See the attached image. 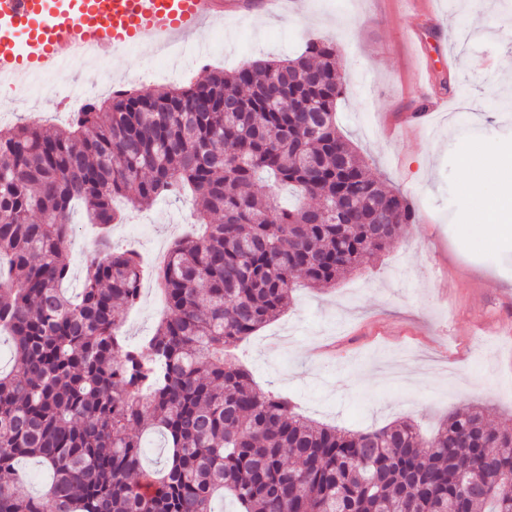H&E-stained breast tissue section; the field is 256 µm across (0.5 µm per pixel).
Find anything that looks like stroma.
<instances>
[{
  "mask_svg": "<svg viewBox=\"0 0 512 512\" xmlns=\"http://www.w3.org/2000/svg\"><path fill=\"white\" fill-rule=\"evenodd\" d=\"M207 26L208 53L191 40L105 56L101 68L68 67L54 92L0 82V125L35 118L67 122L84 93L123 87L143 95L231 71L256 57L292 58L307 40L333 38L344 94L336 125L373 175L415 210L393 248L331 288L296 289L288 309L234 352L264 389L283 392L304 416L350 431L414 419L431 434L451 410L480 406L489 423L512 418V335L486 336L478 321L512 324V250L481 242L459 217L478 203L462 179L465 147L512 151V97L500 78L512 70V9L505 0H288L256 21L263 0ZM191 197H168L128 211L113 224L115 250L146 254L189 225ZM64 254L78 288L92 252L94 225L82 213ZM159 293L120 312L130 342L150 335Z\"/></svg>",
  "mask_w": 512,
  "mask_h": 512,
  "instance_id": "35a3bbf8",
  "label": "stroma"
}]
</instances>
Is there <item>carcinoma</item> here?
<instances>
[{
    "mask_svg": "<svg viewBox=\"0 0 512 512\" xmlns=\"http://www.w3.org/2000/svg\"><path fill=\"white\" fill-rule=\"evenodd\" d=\"M343 93L336 45L311 40L294 59L96 98L64 127L0 128V334L14 356L0 370V512H215L225 495L239 512H512V422L469 408L430 437L410 420L316 425L224 356L288 307L297 278L332 287L414 221L337 130ZM264 176L297 204L259 195ZM187 189L195 231L164 265L112 249L116 198L138 207ZM77 207L99 235L72 295ZM146 275L165 311L133 345L115 311L139 304ZM132 427L163 436L159 468ZM24 457L52 471L40 495Z\"/></svg>",
    "mask_w": 512,
    "mask_h": 512,
    "instance_id": "carcinoma-1",
    "label": "carcinoma"
}]
</instances>
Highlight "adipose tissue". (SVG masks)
Wrapping results in <instances>:
<instances>
[{"label":"adipose tissue","mask_w":512,"mask_h":512,"mask_svg":"<svg viewBox=\"0 0 512 512\" xmlns=\"http://www.w3.org/2000/svg\"><path fill=\"white\" fill-rule=\"evenodd\" d=\"M464 172L465 186L474 195H479L483 175L491 174L504 182L501 191L482 197L477 210L478 222L472 227L487 243H498L507 231L499 219L502 214L512 212V157L489 156L472 149L464 156Z\"/></svg>","instance_id":"ef3b65f1"}]
</instances>
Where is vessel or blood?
Instances as JSON below:
<instances>
[{"instance_id":"obj_1","label":"vessel or blood","mask_w":512,"mask_h":512,"mask_svg":"<svg viewBox=\"0 0 512 512\" xmlns=\"http://www.w3.org/2000/svg\"><path fill=\"white\" fill-rule=\"evenodd\" d=\"M223 17V0H0V80L50 78L82 55L164 46Z\"/></svg>"}]
</instances>
